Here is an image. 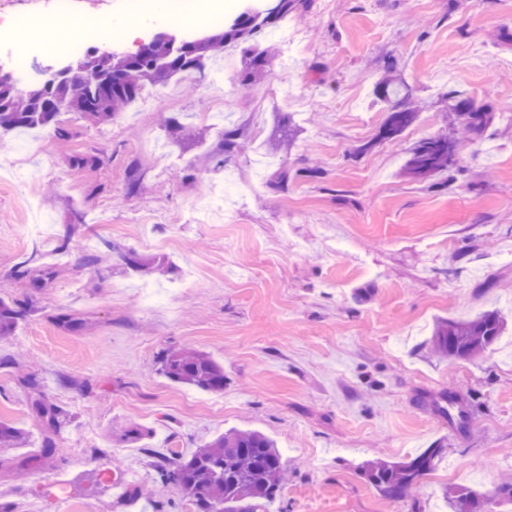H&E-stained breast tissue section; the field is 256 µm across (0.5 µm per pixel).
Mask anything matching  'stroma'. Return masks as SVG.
Here are the masks:
<instances>
[{
    "label": "stroma",
    "mask_w": 512,
    "mask_h": 512,
    "mask_svg": "<svg viewBox=\"0 0 512 512\" xmlns=\"http://www.w3.org/2000/svg\"><path fill=\"white\" fill-rule=\"evenodd\" d=\"M288 21V73L241 87L239 42L223 84L205 67L177 103L61 114L66 142L0 136V297L23 310L0 338V419L29 434L0 451L5 512H155L158 463L232 428L288 467L264 512H448L445 488L512 475V124L460 140L448 172H404L452 103L512 114V0H300ZM390 74L420 104L394 140L374 95ZM486 310L505 329L479 357L429 350L438 320ZM184 347L223 366V391L162 373ZM38 399L66 418L48 461ZM438 443L411 501L360 471Z\"/></svg>",
    "instance_id": "obj_1"
}]
</instances>
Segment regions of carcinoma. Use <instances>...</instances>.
Instances as JSON below:
<instances>
[{
    "label": "carcinoma",
    "mask_w": 512,
    "mask_h": 512,
    "mask_svg": "<svg viewBox=\"0 0 512 512\" xmlns=\"http://www.w3.org/2000/svg\"><path fill=\"white\" fill-rule=\"evenodd\" d=\"M296 7V0H277L272 12H255L225 22L222 31L207 35L197 44L171 47L164 43L148 52L110 51L90 48L60 77L48 74L42 82L18 88L8 75L0 74V131L55 127L56 135L69 139L58 126L64 112L80 114L97 123H108L135 101L149 85L175 75H190L204 68L206 60L231 43L248 40L262 28H270ZM249 67L262 68L272 63L269 49L247 50ZM375 96L387 104L383 135L398 138L413 122L416 112L408 106L406 85L390 78L379 83ZM496 119L486 106L463 101L452 107L449 123L461 124L480 134ZM448 136L424 139L411 150L406 173L424 178L448 171ZM20 312L0 298V337L15 334ZM505 320L496 311H485L471 320H440L431 343L441 358L470 359L488 349L504 330ZM162 372L171 381L207 392L224 390V367L205 352L171 350L162 360ZM39 415L58 430L60 411L41 402ZM25 443L22 429L0 420V449ZM443 448H428L402 463L375 462L363 470L364 476L384 496L403 501L439 461ZM286 464L274 440L255 430L230 429L199 447L186 459L166 461L157 467L159 480L174 492L189 499L196 512H258L263 504L278 497L285 479ZM449 512H483L485 500L512 507V480L497 483L481 495L458 487L445 494Z\"/></svg>",
    "instance_id": "1"
}]
</instances>
